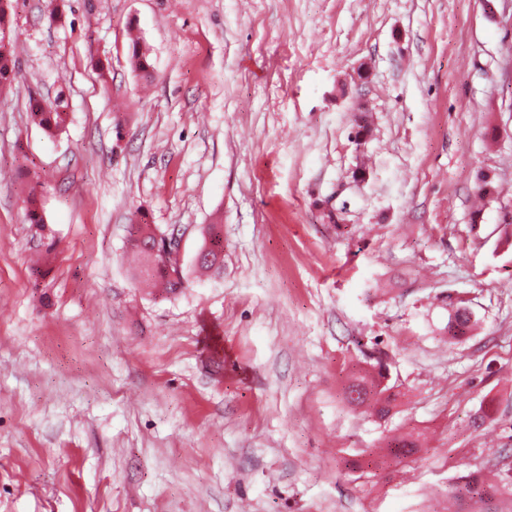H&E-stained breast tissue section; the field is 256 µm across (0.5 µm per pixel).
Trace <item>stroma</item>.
Segmentation results:
<instances>
[{
	"label": "stroma",
	"instance_id": "obj_1",
	"mask_svg": "<svg viewBox=\"0 0 512 512\" xmlns=\"http://www.w3.org/2000/svg\"><path fill=\"white\" fill-rule=\"evenodd\" d=\"M67 3L16 0L0 89V512H512L449 499L512 474V0ZM137 209L182 294L135 281ZM375 344L384 423L343 396ZM31 114L35 124L49 135L62 132L66 126L68 102L63 90H59L53 101L44 102L33 98ZM451 310L448 312V334L453 337L469 336L478 321L473 312L460 303H450ZM418 437L413 434L393 435L387 440L385 448H387L388 456L395 461L402 462L408 455L415 454L418 451Z\"/></svg>",
	"mask_w": 512,
	"mask_h": 512
}]
</instances>
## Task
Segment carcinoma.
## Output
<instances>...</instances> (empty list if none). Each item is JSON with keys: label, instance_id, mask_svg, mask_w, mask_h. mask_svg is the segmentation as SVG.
Here are the masks:
<instances>
[{"label": "carcinoma", "instance_id": "obj_1", "mask_svg": "<svg viewBox=\"0 0 512 512\" xmlns=\"http://www.w3.org/2000/svg\"><path fill=\"white\" fill-rule=\"evenodd\" d=\"M12 0H0V87L12 83L16 75V59L14 49L12 25ZM131 64L134 70L143 73V77H151L149 57L140 42L132 41ZM68 102L64 91H58L55 98L49 102L32 99L31 114L35 124L49 135L62 132L66 126ZM37 188H32L27 198V212L29 222L38 228L44 227V218L40 209ZM151 224L146 220L145 214L137 211L133 214L131 224L130 245L137 255L138 265L136 279L150 288H156L167 296L181 292L187 279L176 278L173 273L182 268L177 253L173 251L153 255L144 248L146 239L134 238L137 233H149ZM202 249L207 251L213 262L222 264L224 261V242L222 238L213 233L205 241ZM477 325L473 312L466 306L451 304L448 312V335L453 337H466ZM366 358L375 360L370 368H360L353 373L346 390L357 388L362 397L361 403L372 407L373 414L380 420L385 419L391 412L398 393V383L392 380L389 364L382 355L372 351ZM388 456L398 462L418 451V438L413 434H400L389 437L386 443ZM498 495L512 498V477L507 476L497 484H489L475 475L462 477V482L455 488V498H469L477 502L492 499Z\"/></svg>", "mask_w": 512, "mask_h": 512}]
</instances>
